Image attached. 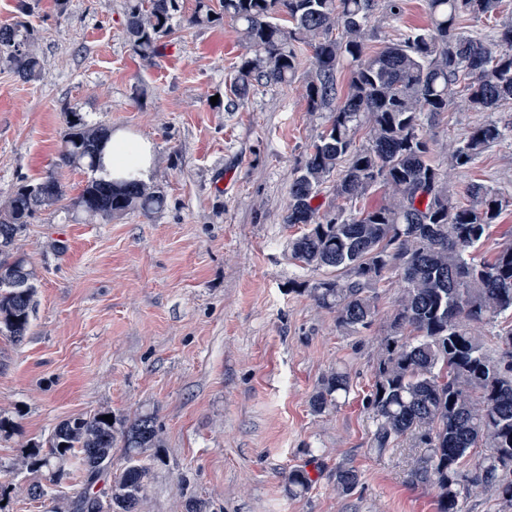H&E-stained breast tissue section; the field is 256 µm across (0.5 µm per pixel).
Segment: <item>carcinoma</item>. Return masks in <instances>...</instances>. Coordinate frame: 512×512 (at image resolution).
<instances>
[{
	"instance_id": "obj_1",
	"label": "carcinoma",
	"mask_w": 512,
	"mask_h": 512,
	"mask_svg": "<svg viewBox=\"0 0 512 512\" xmlns=\"http://www.w3.org/2000/svg\"><path fill=\"white\" fill-rule=\"evenodd\" d=\"M430 23L413 29L375 54L366 51L368 20L376 0H198L189 19L209 27L228 17L238 24L247 48L230 93L243 103L254 87L292 82L296 47L313 52L305 85L311 112L327 114L328 125L308 149L290 183L286 224L305 231L289 243L303 266L330 275L304 282L321 307L336 312L337 327L349 334L371 326L379 306L377 288L393 270L400 272L401 295L380 343L374 381L365 406L372 419L371 447L382 451L400 441L425 449L414 459L408 480L436 491L439 512H464L473 487L512 505V326L485 340L473 323L512 317V243L490 261L472 250L500 215L496 194L480 182L466 188L462 203L445 187L430 160L423 119L448 111L458 94L473 112H495L512 104V24L484 38L465 30V18L492 19L499 0H427ZM178 0H125L126 34L137 55L151 61L171 33ZM0 63L25 79L37 77L41 60L24 25L0 26ZM350 73L347 91L338 74ZM67 120L57 166L90 173L71 199L73 213L89 220L120 219L133 211H161L160 187L140 181L114 183L100 171V147L112 129L89 124L76 113ZM368 127V144L354 135ZM509 126L486 123L449 148L450 163L467 168ZM339 173L334 202L325 212L314 204L321 187ZM378 185L388 201L356 209ZM67 197L51 172L23 182L0 202V248L15 245L41 211ZM35 273L24 257L0 259V334L25 336L33 313ZM347 372H327L309 399L323 414L348 393ZM79 415L61 422L47 449L35 448L13 463L60 482L72 463L88 483L56 512H141L150 480L142 462L146 448L162 447L155 419L132 421ZM125 448V462L110 484L93 490L112 466V448ZM473 448L486 452L473 463L469 483L459 467ZM358 471L336 467L335 490L351 494Z\"/></svg>"
}]
</instances>
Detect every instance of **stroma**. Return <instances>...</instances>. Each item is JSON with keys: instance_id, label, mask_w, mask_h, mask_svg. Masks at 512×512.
I'll use <instances>...</instances> for the list:
<instances>
[{"instance_id": "stroma-1", "label": "stroma", "mask_w": 512, "mask_h": 512, "mask_svg": "<svg viewBox=\"0 0 512 512\" xmlns=\"http://www.w3.org/2000/svg\"><path fill=\"white\" fill-rule=\"evenodd\" d=\"M179 4L147 63L126 36L124 0H67L62 10L55 0H0V25L24 22L42 59L35 80L0 66V201L51 170L69 196L80 192L87 173L55 165L71 111L151 140V179L167 200L149 216L90 224L45 211L18 238L37 281L24 338L0 335V416L13 424L0 434V512H49L79 490L80 471L51 485L12 464L47 448L62 421L103 409L156 421L163 446L141 455L151 466L144 512H184L190 499L207 512H438L434 490L408 481L417 449L376 452L364 405L398 275L381 282L372 327L348 334L299 288L323 271L288 249L303 231L284 221L291 176L327 126L305 98L311 50L300 48L290 84L232 103L229 79L245 53L237 27L191 26L197 0ZM428 22L426 0H405L398 21L376 7L368 50ZM491 120L512 126V107L473 112L458 99L424 121L455 197L473 181L499 194L501 213L479 247L486 258L512 235V135L463 169L448 146ZM337 366L350 373L349 395L312 413L311 394ZM341 462L360 473L348 496L334 489ZM296 468L312 483L292 494ZM33 485L47 495H29Z\"/></svg>"}]
</instances>
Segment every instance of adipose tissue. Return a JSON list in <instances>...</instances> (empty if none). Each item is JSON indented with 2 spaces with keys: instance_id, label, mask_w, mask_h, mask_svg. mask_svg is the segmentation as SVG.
<instances>
[{
  "instance_id": "1",
  "label": "adipose tissue",
  "mask_w": 512,
  "mask_h": 512,
  "mask_svg": "<svg viewBox=\"0 0 512 512\" xmlns=\"http://www.w3.org/2000/svg\"><path fill=\"white\" fill-rule=\"evenodd\" d=\"M155 165V151L151 141L123 130L113 131L103 150V175L119 180L134 174L148 180Z\"/></svg>"
}]
</instances>
